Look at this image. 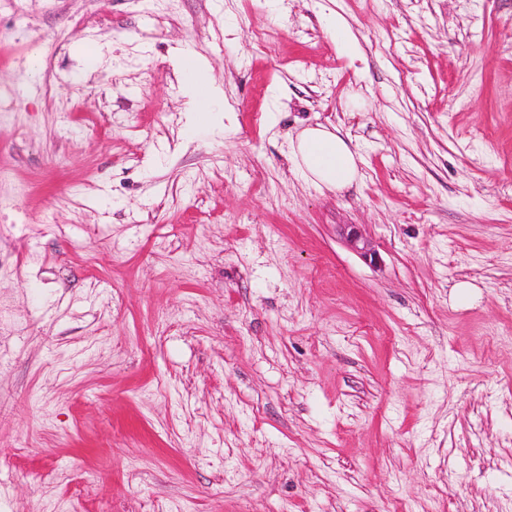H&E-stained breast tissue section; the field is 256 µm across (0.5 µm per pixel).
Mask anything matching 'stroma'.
<instances>
[{"mask_svg": "<svg viewBox=\"0 0 512 512\" xmlns=\"http://www.w3.org/2000/svg\"><path fill=\"white\" fill-rule=\"evenodd\" d=\"M0 316V512H512V0H0ZM326 31L330 38L336 42L340 50L349 56L357 53V43L347 22L335 12H331L327 18ZM193 106L190 112V121H195L201 116L211 118L215 110V102L218 94L213 91L210 87L203 85H195L190 88ZM290 146L297 170L320 189L342 190L360 178V157L336 128H303Z\"/></svg>", "mask_w": 512, "mask_h": 512, "instance_id": "1", "label": "stroma"}]
</instances>
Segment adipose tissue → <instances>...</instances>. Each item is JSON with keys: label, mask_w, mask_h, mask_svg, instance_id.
<instances>
[{"label": "adipose tissue", "mask_w": 512, "mask_h": 512, "mask_svg": "<svg viewBox=\"0 0 512 512\" xmlns=\"http://www.w3.org/2000/svg\"><path fill=\"white\" fill-rule=\"evenodd\" d=\"M290 146L297 170L316 187L341 190L360 177V157L338 130L306 127Z\"/></svg>", "instance_id": "1"}]
</instances>
